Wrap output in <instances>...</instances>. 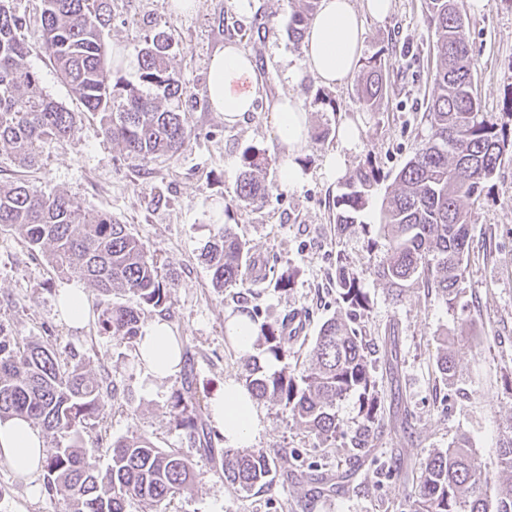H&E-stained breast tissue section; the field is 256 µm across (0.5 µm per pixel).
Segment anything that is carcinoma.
<instances>
[{
	"label": "carcinoma",
	"instance_id": "cac0c4a2",
	"mask_svg": "<svg viewBox=\"0 0 512 512\" xmlns=\"http://www.w3.org/2000/svg\"><path fill=\"white\" fill-rule=\"evenodd\" d=\"M113 0H43L42 45L60 77L79 95L89 112L101 114L106 137L121 144L127 159L139 166L158 155L180 154L191 142L192 129L180 102L188 91L173 76L174 43L156 32L138 55V82L112 79L102 31L112 22ZM288 23V37L302 43L318 0H297ZM424 20L433 30L438 64L434 94L428 103L430 138L395 178L396 188L382 205L381 223L389 247L377 275L400 292L421 281L454 303L463 292L464 270L471 240L472 209L485 184L494 177L512 147L506 125L482 111L474 95V59L466 39L467 0H424ZM22 18L8 0H0V150L9 151L20 167H33L42 144L67 145L74 140L76 120L43 90L38 74L26 64L28 45L20 35ZM356 86L367 106L380 105L384 65L369 58ZM265 158L247 149L235 199L245 205L264 202L271 187L260 179ZM377 182L371 167L357 169L347 191L337 201L336 230L362 223L367 193ZM18 229L31 250L44 253L57 276L89 284L99 299L101 329L136 346L141 307L166 310L176 279L160 278L143 243L104 213L89 220L63 191L45 194L25 180L0 185V226ZM204 261L215 288L244 284L250 249L230 224L207 247ZM336 293L344 315L321 326L303 370H268L256 356L243 364L242 382L251 396L287 409L293 420L322 441L341 437V450L351 459L370 451L371 436L380 426L379 398L370 363L372 350L349 322L366 308L359 280L340 263ZM247 294L237 302L256 327L255 341L266 359L288 356L295 337L288 319L268 323L257 308H247ZM62 366L52 345L11 336L0 326V420L13 416L38 427L49 448L41 465L44 488L61 496L68 512H125L129 499L157 507L188 488L192 462L176 448H158L132 435L112 443L111 463L101 470L79 445L80 431L96 424L114 387L84 370L80 354L71 352ZM437 369L449 381L456 375L448 340L437 355ZM355 396L362 420L344 430L336 419V401ZM191 388L177 396L175 408L184 415L189 438H199L204 451L220 456L225 481L238 490L268 492L281 476L297 483H316L331 492L332 479L315 474L316 462L295 455L291 469H282L278 454L244 448H218L224 441L203 424ZM497 466L508 481L498 497L487 496L489 473L468 438L458 437L448 448L420 462L410 512H512V420L503 426Z\"/></svg>",
	"mask_w": 512,
	"mask_h": 512
}]
</instances>
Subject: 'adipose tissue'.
<instances>
[{
    "label": "adipose tissue",
    "instance_id": "1",
    "mask_svg": "<svg viewBox=\"0 0 512 512\" xmlns=\"http://www.w3.org/2000/svg\"><path fill=\"white\" fill-rule=\"evenodd\" d=\"M391 6V0H319L302 45L304 68L292 73V81L299 83L309 76L326 86L344 85L358 66L364 40L362 14L382 19ZM207 94L212 110L222 113L225 123H237L253 111L258 83L251 55L234 44L214 53L208 67ZM273 115L282 149L281 183L291 188L303 179L295 157L308 141V115L292 94L276 100ZM171 337L170 327L159 319L142 329L137 352L151 378H167L180 369V352L169 347ZM210 411L223 427L224 442L230 447H243L261 428L254 400L240 384H225L223 393L212 400ZM46 455L43 434L29 421L17 417L0 421V462L14 470L24 469L32 478L40 471L39 459Z\"/></svg>",
    "mask_w": 512,
    "mask_h": 512
}]
</instances>
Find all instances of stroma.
Wrapping results in <instances>:
<instances>
[{
    "mask_svg": "<svg viewBox=\"0 0 512 512\" xmlns=\"http://www.w3.org/2000/svg\"><path fill=\"white\" fill-rule=\"evenodd\" d=\"M295 5V0H255L253 11L244 14L234 0H197L192 10L176 13L170 0H115L103 40L108 51L128 58L119 77L137 80L138 53L161 29L179 44L171 67L190 91L183 101L194 132L189 146L178 156L139 167L104 135L98 116L86 112L59 77L38 38L42 0H12L14 11L26 21L28 67L38 73L48 94L75 113L77 127L74 144L45 143L32 169L14 166L0 152V181L23 179L46 193L65 191L89 218L110 214L144 244L163 278L177 279L166 311L143 308L141 321L160 316L171 325L189 352L193 388L204 406L225 384L239 382L246 357L225 330L236 291L213 288L200 258L219 228L235 225L254 253V273L271 269L292 279L290 287L263 288L253 297L262 320L274 322L301 311L304 334L311 340L339 311L336 261L345 258L368 299L360 323L363 335L377 345L392 335L398 344L397 369L381 360L373 368L383 415L407 409L417 417L411 436L384 432L373 439L372 448L403 449L397 465L413 473L430 452L447 448L463 433L494 472L500 431L512 418V154L505 156L487 195L473 210L465 292L458 302L448 304L437 291L420 285L394 297L375 273L388 249L380 212L395 188L396 173L431 135L424 112L436 50L434 34L423 23V0H392L385 19L364 21L361 56L378 55L385 63L386 92L375 110L362 104L351 82L342 87L310 79L291 83V73L303 66L302 50L287 34ZM469 13L474 88L483 111L500 119L512 96V0H485L482 6H470ZM228 43L251 54L260 86L255 110L233 125L212 111L207 97L209 60ZM288 92L298 96L309 118L308 142L296 157L304 179L292 189L281 186V149L271 110L275 98ZM319 95L333 99L334 107L316 103ZM348 119L360 122L362 131L360 145L347 153V171L370 162L381 178L361 224L340 233L334 216L345 179L328 176L324 161L338 150L337 131ZM247 148L265 153L261 175L273 187L259 207L233 200L240 156ZM63 284L43 258L32 256L18 230L0 226V323L27 340L53 345L61 362L78 352L89 373L115 388L102 421L81 434L88 456L107 466L113 442L135 434L157 447L180 449L191 460L192 486L172 498L165 512H409L412 482L375 486L366 458L348 487L311 502L305 499V486L291 482H278L263 495L235 491L177 420L173 404L183 387L182 375L149 380L136 351L101 333L96 317L80 329L59 319L56 300ZM446 338L455 342L457 363V375L447 384L436 372L437 353ZM257 410L262 428L252 448L283 454L298 449L319 455L328 473L347 469L345 454L322 444L282 407L261 401ZM502 482L494 472L489 496H496ZM30 485L0 463V512H67L61 497L45 492L32 496Z\"/></svg>",
    "mask_w": 512,
    "mask_h": 512,
    "instance_id": "1",
    "label": "stroma"
}]
</instances>
